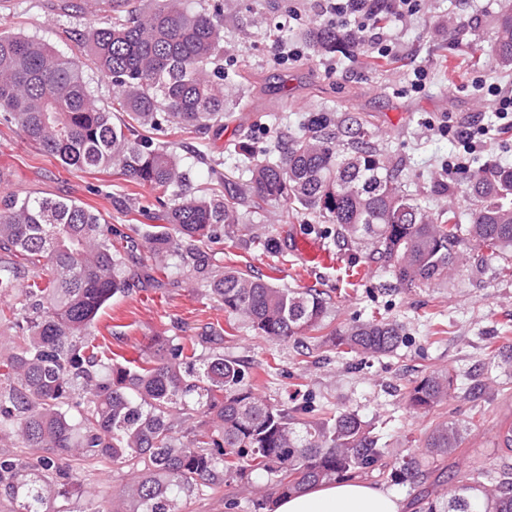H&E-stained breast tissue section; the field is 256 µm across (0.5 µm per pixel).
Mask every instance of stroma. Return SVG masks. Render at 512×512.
<instances>
[{
  "mask_svg": "<svg viewBox=\"0 0 512 512\" xmlns=\"http://www.w3.org/2000/svg\"><path fill=\"white\" fill-rule=\"evenodd\" d=\"M61 2L0 0V32L84 56V36L106 22L109 12L97 0H78V12L61 10ZM505 12H512V0H420L413 17L383 22L388 53L371 55L362 48L323 54L304 37L325 21L317 0H224L222 128L166 124L157 130L137 126L133 134L168 146L181 168L192 170L195 187L211 193L223 191L225 180H247L234 151L238 143L265 154L274 136L298 135L315 116L329 117L338 133L359 120L391 158L404 190L427 207L463 215L469 204L461 192L437 189L449 179L446 163H512V132L502 128L497 99L487 89L494 82L512 90V71L470 63L489 50L496 19ZM284 40L302 45L300 61H276ZM420 70L425 86L417 90ZM467 126L485 128V144L465 147L457 132ZM8 194L78 200L111 224L117 250L136 254L133 290L114 297L92 328L103 358L142 364L150 359L153 340L168 337L188 355L220 352L239 360L256 393L271 403L290 408L310 399L322 410L386 421L388 462L414 455L422 473L399 484L376 474L369 481L403 496L410 512H419L422 498L446 493L461 476L499 464L497 434L512 424V369L498 368L496 358L497 348L512 344V276L501 274V259L488 257L483 267H461L447 284L409 292L370 260L369 245L338 239L335 225L281 205H239L237 230L200 244L213 273L233 269L281 288H319L335 306L328 320L333 328L374 319L401 326L405 342L395 353L356 365L350 356L314 345L303 351L256 335L225 312L206 281L190 275L178 250L162 261L152 257L144 231L165 211L156 190L111 170L65 168L0 121V196ZM440 368L457 373L456 390L434 413L413 412L409 387ZM442 420L458 426L460 443L436 458L425 438ZM75 470L103 505L120 496L128 479L127 467L109 461ZM269 491L266 477L257 475L249 490L233 484L184 502L182 510L251 512L252 500Z\"/></svg>",
  "mask_w": 512,
  "mask_h": 512,
  "instance_id": "1",
  "label": "stroma"
}]
</instances>
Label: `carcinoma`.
Segmentation results:
<instances>
[{
  "label": "carcinoma",
  "instance_id": "1",
  "mask_svg": "<svg viewBox=\"0 0 512 512\" xmlns=\"http://www.w3.org/2000/svg\"><path fill=\"white\" fill-rule=\"evenodd\" d=\"M103 26H91L90 61L113 88L112 109L100 107L84 77V62L48 43L0 33V119L40 150L77 170L112 168L129 181L171 194L166 224L147 236L150 251L165 256L172 233L183 239L184 265L207 275L209 257L196 242L219 225L238 223L237 205L292 204L336 225L344 240L365 241L372 255L406 290L448 282L458 268L483 262V252L512 253V164L463 170L473 201L468 223L448 211L427 210L401 190L395 169L371 143L364 123L345 127L346 150L318 121L260 159L238 146L249 174L224 196L204 197L179 171L175 155L130 137V123L153 126L156 114L185 128L208 130L224 118V3L194 12L183 0H154L143 12L130 0ZM492 65L512 69V14L496 22ZM305 38L325 53L357 48L346 31L325 24ZM475 243L463 255L460 245ZM0 294L18 292L20 307L8 323L17 342L0 356V436L36 456L0 457V506L8 512H61L58 499L81 492L72 461L110 460L129 468L122 506L93 502L84 512H180L179 503L260 472L271 492L253 512H273L275 500L307 486L369 475L383 467L387 448L376 425L350 412L298 417L267 402L249 384L238 361L222 353L197 366L172 341L152 344V365L105 363L89 339L99 312L133 285L126 258L112 248L105 218L67 198L0 197ZM224 311L259 336L301 342L325 326L332 304L317 288H279L226 270L210 282ZM404 342L398 324L371 320L336 328L318 347L356 361L389 355ZM455 375L434 371L407 392L409 406L429 414L448 401ZM459 430L446 422L426 436L432 454L458 447ZM422 473L411 457L390 478ZM420 512H512V465L477 469L457 481L448 498L422 503Z\"/></svg>",
  "mask_w": 512,
  "mask_h": 512
}]
</instances>
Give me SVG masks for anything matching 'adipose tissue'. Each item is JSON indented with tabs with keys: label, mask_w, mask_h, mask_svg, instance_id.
Wrapping results in <instances>:
<instances>
[{
	"label": "adipose tissue",
	"mask_w": 512,
	"mask_h": 512,
	"mask_svg": "<svg viewBox=\"0 0 512 512\" xmlns=\"http://www.w3.org/2000/svg\"><path fill=\"white\" fill-rule=\"evenodd\" d=\"M402 497L379 486L355 482H323L280 498L275 512H404Z\"/></svg>",
	"instance_id": "obj_1"
}]
</instances>
